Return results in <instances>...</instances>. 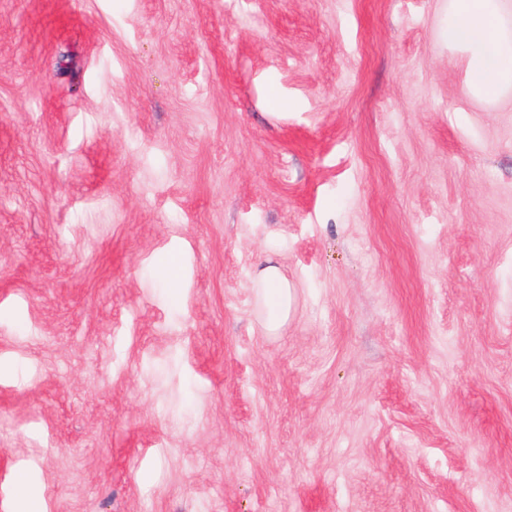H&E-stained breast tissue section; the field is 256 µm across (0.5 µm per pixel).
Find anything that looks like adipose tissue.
<instances>
[{"label":"adipose tissue","instance_id":"ef3b65f1","mask_svg":"<svg viewBox=\"0 0 512 512\" xmlns=\"http://www.w3.org/2000/svg\"><path fill=\"white\" fill-rule=\"evenodd\" d=\"M442 39L461 51L468 64V87L479 98L494 99L512 91V26L505 19V0H450ZM260 304L275 332L288 320L294 288L279 266L267 263L256 276Z\"/></svg>","mask_w":512,"mask_h":512}]
</instances>
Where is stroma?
<instances>
[{
    "instance_id": "1",
    "label": "stroma",
    "mask_w": 512,
    "mask_h": 512,
    "mask_svg": "<svg viewBox=\"0 0 512 512\" xmlns=\"http://www.w3.org/2000/svg\"><path fill=\"white\" fill-rule=\"evenodd\" d=\"M447 16L0 0V512H512V92ZM256 288L260 304L268 316L266 329L277 332L291 314L294 287L279 266L269 261L256 276Z\"/></svg>"
}]
</instances>
